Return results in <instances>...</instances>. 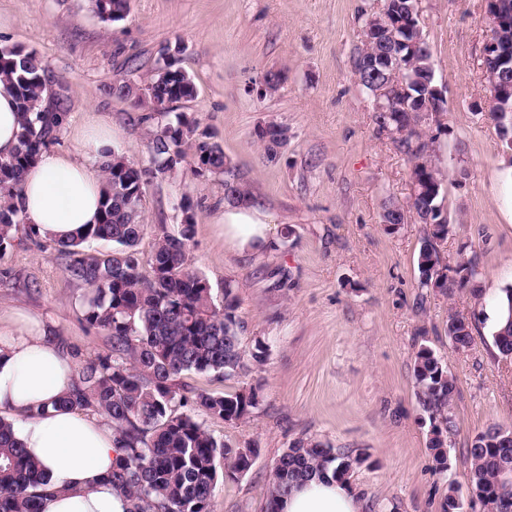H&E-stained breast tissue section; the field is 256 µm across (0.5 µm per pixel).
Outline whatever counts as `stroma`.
Segmentation results:
<instances>
[{
  "label": "stroma",
  "instance_id": "35a3bbf8",
  "mask_svg": "<svg viewBox=\"0 0 512 512\" xmlns=\"http://www.w3.org/2000/svg\"><path fill=\"white\" fill-rule=\"evenodd\" d=\"M382 7L383 0H131L125 19L106 22L92 0H0V16L12 21L0 46L35 52L48 97H66L54 151L79 154L74 132L94 112L111 125L113 144L129 162L151 166L147 127L112 86L149 83L166 51L196 86L174 112L215 135L237 179L271 217L275 248L245 257L215 223L228 203L223 176L193 175L185 161L144 187L141 259H150L158 227L177 231L179 204L190 198L196 227L189 266L214 295L232 283L244 350L259 341L267 348L263 363L227 380L195 372L180 378L185 388L215 394L260 390L249 418L205 420L216 438L259 448L247 472L218 480L211 512H266L273 468L301 438L364 456L349 484L365 512H442L449 487L467 486L474 437L493 425L512 429V356L494 346L489 313L476 320L471 346L456 350L448 316L471 314L468 289L421 287L425 225L412 216L390 232L381 222L384 206L407 204L412 191V163L376 131L370 98L354 75L365 21ZM419 14L447 97L436 142L440 167L468 173L444 185L452 226L442 252L450 264L475 265L487 306L512 285V224L501 216L494 183L507 150L486 119V2L419 0ZM271 72L282 82L267 93ZM269 121L290 133L273 158L255 136ZM85 293L68 282L51 248L24 243L0 255V312L37 314L87 355L105 351L108 338L82 322ZM423 346L457 382L450 467L442 473L431 468L430 423L412 374Z\"/></svg>",
  "mask_w": 512,
  "mask_h": 512
}]
</instances>
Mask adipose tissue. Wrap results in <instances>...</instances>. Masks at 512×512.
Returning <instances> with one entry per match:
<instances>
[{
  "label": "adipose tissue",
  "mask_w": 512,
  "mask_h": 512,
  "mask_svg": "<svg viewBox=\"0 0 512 512\" xmlns=\"http://www.w3.org/2000/svg\"><path fill=\"white\" fill-rule=\"evenodd\" d=\"M77 138L81 155L41 152L24 176L26 215L56 240L97 222L104 182L92 162L114 149L111 127L93 114ZM222 226L239 253L258 256L272 243L269 218L253 203L226 206ZM76 369L45 321L21 310L0 316V410L10 413L17 440L45 469L53 491L46 512H126L125 495L109 480L119 453L111 423L60 404ZM364 508L359 493L330 477L302 483L280 502V512Z\"/></svg>",
  "instance_id": "1"
}]
</instances>
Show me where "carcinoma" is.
<instances>
[{
    "label": "carcinoma",
    "mask_w": 512,
    "mask_h": 512,
    "mask_svg": "<svg viewBox=\"0 0 512 512\" xmlns=\"http://www.w3.org/2000/svg\"><path fill=\"white\" fill-rule=\"evenodd\" d=\"M407 0H389L388 17L402 24L403 42L363 45L355 63V76L366 88L381 84L389 67H408L419 59L410 49L414 34L406 32L419 23V15L406 13ZM96 13L106 22L124 19L130 0H94ZM502 57L484 60L488 78L498 89L512 93V43L501 46ZM0 78L14 91L21 114L18 148L0 159V254L14 246L23 232L39 245L42 237L30 223L19 202L23 177L37 155L57 142L65 120L61 104L42 110L46 92L45 67L32 52L17 47L0 48ZM191 77L171 63L158 75L146 100H136L145 111L152 162L180 164L192 151L194 173L222 174L227 197L236 202L249 199V191L235 181L231 160L210 133L197 132L195 121L183 113L175 115L159 108L195 97ZM427 110L426 89L411 87L389 100L387 111L372 115L377 131L387 135L410 126L398 148L412 161L411 179L416 195L409 210L432 214L422 241L417 267L423 288L465 287L476 275L474 265L451 266L444 261L440 244L448 236V218L443 216L444 177L435 159L437 136L428 134L420 113ZM105 194L99 221L88 224L83 234L53 242L64 260L69 281L88 289L82 320L102 330L109 339L103 353L85 355L66 347L78 360V369L62 404L77 411L103 414L112 423L121 455L112 469V484L129 499L128 512H210V502L219 477L218 465L231 461L224 476L234 478L248 471L258 448H235L216 438L203 417L239 421L249 417L259 402V388L214 395L206 391L190 396L180 393V377L187 372L209 374L217 380L234 376L246 367L242 348L243 323L237 315L238 300L231 284L224 286L221 303H215L209 282L186 262L193 241L195 221L189 200L181 203L185 223L178 231H161L149 260L150 276L141 272L138 245L146 225L140 222L136 201L142 196L149 175L162 168H141L122 156L103 161ZM115 244L109 252L89 256L92 241ZM502 316L492 333L498 352L512 355V287L501 290ZM473 324L460 316H448V337L455 348L468 349ZM412 373L417 399L426 413L432 437L428 449L432 469L448 470L450 459L446 434L455 426L451 401L455 379L430 348L415 353ZM184 411H178V407ZM469 454V507L482 512H506L504 497L512 499V430L492 426L474 437ZM363 459L319 441L300 439L280 456L273 470L267 512H279L282 496L298 484L331 475L345 481V474ZM52 494L44 468L29 458L13 433L12 423L0 417V512H44ZM442 512H464L456 487L448 486Z\"/></svg>",
    "instance_id": "cac0c4a2"
}]
</instances>
